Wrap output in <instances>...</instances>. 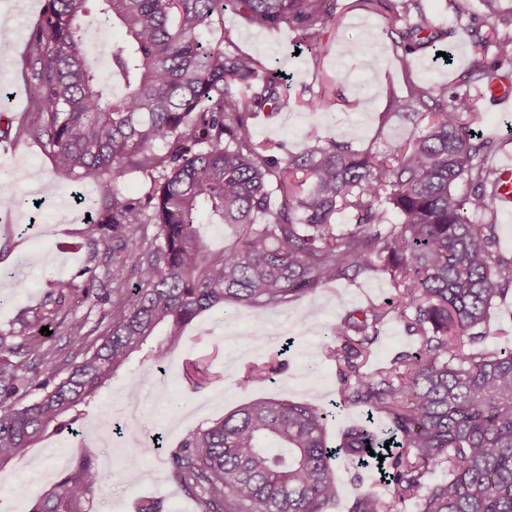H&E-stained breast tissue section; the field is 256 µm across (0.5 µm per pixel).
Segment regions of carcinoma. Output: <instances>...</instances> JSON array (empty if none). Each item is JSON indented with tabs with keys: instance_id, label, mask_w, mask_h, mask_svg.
I'll return each instance as SVG.
<instances>
[{
	"instance_id": "cac0c4a2",
	"label": "carcinoma",
	"mask_w": 512,
	"mask_h": 512,
	"mask_svg": "<svg viewBox=\"0 0 512 512\" xmlns=\"http://www.w3.org/2000/svg\"><path fill=\"white\" fill-rule=\"evenodd\" d=\"M482 2L504 34L491 42L472 35L475 58L460 78L468 89L512 68V11ZM361 3L409 20L397 32L405 68L413 53L455 34L434 27L420 0ZM228 7L250 26L293 28L316 61L334 11L326 0H47L31 31L33 112L18 133L57 168L104 187L87 233L111 243L112 259L92 267L84 299L110 303L111 321L60 379L41 380L29 365L53 359L42 327L64 325L81 338V322L66 323L69 284H52L34 321L0 333V467L68 434L70 468L31 512H86L103 477L80 438L83 421L133 356L165 363L182 327L215 305L276 309L381 271L394 297L345 316L322 356L337 366L341 402L383 418L385 436L355 429L331 448L333 412L260 399L190 434L168 458L173 477L202 512H329L340 493L333 458L366 467L382 455L391 498L367 491L348 512H394L412 497L420 512H512V350L480 349L494 300L512 296V257L500 252L492 222L498 174L483 162L497 143L472 131V95L411 86L391 98L390 111L426 124L382 156L353 149L345 136L280 154L254 139L251 121L288 109L289 99L276 73L235 47L224 30ZM92 12L100 26L124 32L105 76L83 38ZM215 30L217 42L201 39ZM132 170L147 179L138 199L118 189ZM341 213L351 223H337ZM146 224L156 229L149 241L138 236ZM209 225L233 231L220 253L205 240ZM124 253L135 259L133 283ZM394 316L417 350L364 372L378 326ZM278 370L254 364L247 378ZM29 391L37 395L25 402ZM444 468L448 475L431 481Z\"/></svg>"
}]
</instances>
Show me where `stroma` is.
<instances>
[{"label":"stroma","instance_id":"35a3bbf8","mask_svg":"<svg viewBox=\"0 0 512 512\" xmlns=\"http://www.w3.org/2000/svg\"><path fill=\"white\" fill-rule=\"evenodd\" d=\"M44 2L0 0V8L12 4L19 17L18 33L0 28V41L13 47L12 54L0 61V114L13 120L30 110L23 62L29 33ZM423 7L435 27L452 30L453 35L417 53L407 72L400 67L395 44L404 20L368 11L360 0H337L335 19L322 35L325 53L317 65L309 62L306 53L297 52L293 29H260L225 11L224 27L231 30L236 46L285 77L291 106L288 111L255 119L256 139L298 152L314 141L345 134L356 149L382 152L395 137L408 135L416 122L389 116L392 96L404 94L412 82L461 91L458 77L472 59L471 32L483 37L494 33V23L481 0H470V9L462 16L455 14L448 0H423ZM358 42L362 51L349 53V45ZM443 51L448 54L444 60L439 57ZM324 90L334 97L331 108L309 110L307 100ZM475 111L473 128L478 136L498 143L497 151L485 160L486 166L496 167L512 155V112L488 109L480 92L475 95ZM19 165L25 172L43 169L46 176L36 198L27 193L25 173L19 176L16 188L26 197L25 206L0 198V268L26 283L18 289L13 280H0V294L9 299L6 309L0 310L2 332L44 304L50 283L63 281L74 292H81L86 283L84 268L92 260L106 258L103 246L87 235V223L72 199L81 193L98 201L102 188L75 181L68 172L56 169L36 141L1 137L0 171ZM392 295L388 279L373 274L339 280L274 310L219 304L183 328L166 370L148 361L131 362L89 410V419H97L108 408L113 422H123L128 381H141L142 407L133 438L116 435L108 444L89 436L84 439L96 456L112 458V473L87 501V512H137L138 501L145 497L163 500L165 512H198L196 499L170 475L166 464L170 452L192 431L261 397L328 406L340 386L335 363L320 354L331 327L348 311ZM416 348L402 322L394 320L380 328L368 364L378 366ZM270 359L284 363V370L266 382L245 381L250 365ZM176 400L186 404L185 412L173 411ZM48 465L46 450L38 445L21 463L0 471V512H30L39 496L60 480V472L49 471ZM333 467L342 493L329 512H348L352 499L364 491L384 497L390 494L387 485L349 460H338Z\"/></svg>","mask_w":512,"mask_h":512}]
</instances>
